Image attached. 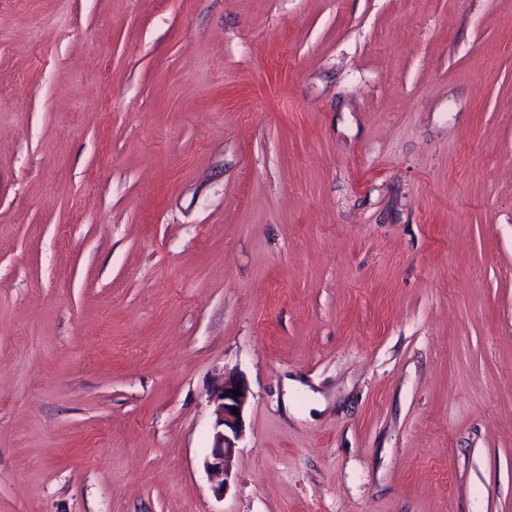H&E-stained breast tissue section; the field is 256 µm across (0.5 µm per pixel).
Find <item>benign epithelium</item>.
I'll return each instance as SVG.
<instances>
[{
	"label": "benign epithelium",
	"mask_w": 512,
	"mask_h": 512,
	"mask_svg": "<svg viewBox=\"0 0 512 512\" xmlns=\"http://www.w3.org/2000/svg\"><path fill=\"white\" fill-rule=\"evenodd\" d=\"M239 389L242 395L231 393ZM214 404L215 420L213 425L211 453L204 462L208 478L216 495H224L231 478V465L236 453L238 441L242 438L245 420L244 410L248 403L249 391L239 381L223 379L210 395ZM238 409L239 414L232 413Z\"/></svg>",
	"instance_id": "benign-epithelium-1"
}]
</instances>
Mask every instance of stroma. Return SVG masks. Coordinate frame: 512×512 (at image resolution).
<instances>
[{"mask_svg": "<svg viewBox=\"0 0 512 512\" xmlns=\"http://www.w3.org/2000/svg\"><path fill=\"white\" fill-rule=\"evenodd\" d=\"M0 512H512V0H0ZM239 388L241 396H235L230 390ZM214 404L215 420L213 425L211 453L204 462L208 478L217 496H224L231 478V465L236 453L238 441L242 438L245 420L244 410L248 403L249 391L233 378H223L210 395ZM239 410V415L232 413Z\"/></svg>", "mask_w": 512, "mask_h": 512, "instance_id": "35a3bbf8", "label": "stroma"}]
</instances>
